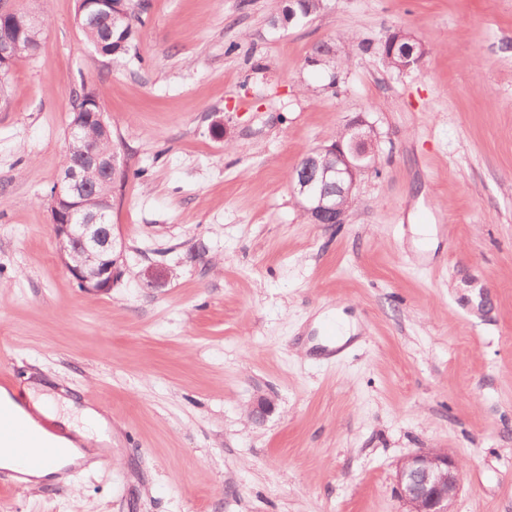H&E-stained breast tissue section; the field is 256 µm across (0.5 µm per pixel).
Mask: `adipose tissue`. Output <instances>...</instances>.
I'll list each match as a JSON object with an SVG mask.
<instances>
[{
	"label": "adipose tissue",
	"mask_w": 512,
	"mask_h": 512,
	"mask_svg": "<svg viewBox=\"0 0 512 512\" xmlns=\"http://www.w3.org/2000/svg\"><path fill=\"white\" fill-rule=\"evenodd\" d=\"M29 403L21 405L7 391H0V406L14 412L18 420L26 425H34L35 415H42L55 424V431L51 433L52 442L60 449L58 460L51 466L24 473L23 480L27 483L37 484L45 480L55 479L65 468L85 459L83 444L89 442H108V435L99 432V425L104 418L96 410L85 408L75 410L71 399L59 393L45 392L41 385H33L27 392Z\"/></svg>",
	"instance_id": "adipose-tissue-1"
}]
</instances>
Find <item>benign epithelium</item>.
Returning a JSON list of instances; mask_svg holds the SVG:
<instances>
[{
  "instance_id": "obj_1",
  "label": "benign epithelium",
  "mask_w": 512,
  "mask_h": 512,
  "mask_svg": "<svg viewBox=\"0 0 512 512\" xmlns=\"http://www.w3.org/2000/svg\"><path fill=\"white\" fill-rule=\"evenodd\" d=\"M43 25V19L15 9L0 7V25L21 22ZM414 37L403 31L389 35L384 53L401 54L415 50ZM88 111L76 115L69 138L80 135L89 120L103 122V111L96 96L87 98ZM374 150V139H359L346 146L341 140L308 153L296 171L295 190L306 202L303 211L314 224H343L357 177L363 169L356 163L358 147ZM100 171L111 188L120 182L117 154L90 149L80 161L65 159L50 190V211L54 239L66 270L86 291L109 293L123 276L124 242L114 234L108 220L112 198L95 210L84 208L88 189L87 174ZM273 411L271 400L260 397L249 410V417L262 423ZM397 490L408 512H454L461 483V467L456 458L440 448L424 449L404 458L397 468Z\"/></svg>"
}]
</instances>
